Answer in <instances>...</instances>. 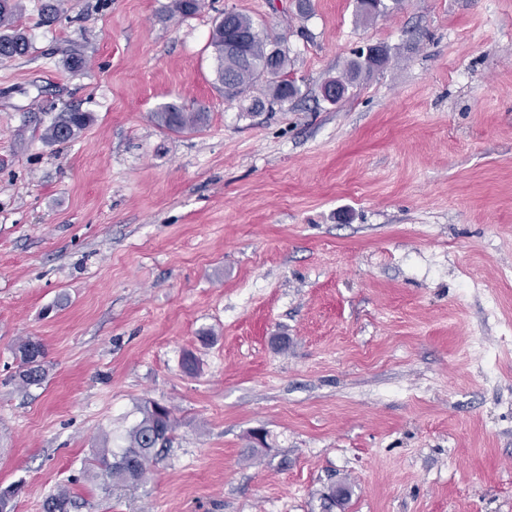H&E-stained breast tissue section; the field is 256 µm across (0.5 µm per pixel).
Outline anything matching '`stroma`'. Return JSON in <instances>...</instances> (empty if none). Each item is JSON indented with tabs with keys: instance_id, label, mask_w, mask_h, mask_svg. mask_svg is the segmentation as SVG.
<instances>
[{
	"instance_id": "stroma-1",
	"label": "stroma",
	"mask_w": 512,
	"mask_h": 512,
	"mask_svg": "<svg viewBox=\"0 0 512 512\" xmlns=\"http://www.w3.org/2000/svg\"><path fill=\"white\" fill-rule=\"evenodd\" d=\"M44 2L20 0L30 50L0 59L15 512L62 488L71 512H512V0ZM228 10L280 39L296 98L225 100ZM368 46L388 63L327 102ZM167 103L207 121L162 129ZM73 107L91 123L47 141ZM29 337L47 375L24 390ZM148 401L173 442L113 484L96 453Z\"/></svg>"
}]
</instances>
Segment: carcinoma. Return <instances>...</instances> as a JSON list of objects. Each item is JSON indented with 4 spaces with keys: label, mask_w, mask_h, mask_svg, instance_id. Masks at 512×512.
I'll use <instances>...</instances> for the list:
<instances>
[{
    "label": "carcinoma",
    "mask_w": 512,
    "mask_h": 512,
    "mask_svg": "<svg viewBox=\"0 0 512 512\" xmlns=\"http://www.w3.org/2000/svg\"><path fill=\"white\" fill-rule=\"evenodd\" d=\"M16 7V0H0V56L5 58L23 56L29 50L27 35L14 25ZM210 47L215 54L217 80L225 99L235 100L243 96L266 76L275 78L268 88V100L255 98L247 110L263 108L267 103L282 104L299 94L295 82L285 78L288 66L286 52L262 35L248 16L234 11L224 12L213 28ZM384 62L386 57L381 53L362 61L351 59L332 83L343 95L363 70ZM90 120L88 112L76 108L66 110L58 114L46 129L45 136L51 142L68 141L85 129ZM154 120L166 129L183 131L202 126L207 115L165 104L154 112ZM18 353V387L26 389L41 384L46 376L44 345L28 338L20 343ZM138 413V420L126 431L123 445L116 450L102 449L101 464L105 476L117 484L138 485L144 482L151 466L172 441L175 419L169 407L146 402L138 408ZM71 505L70 492L60 489L45 501L44 512H70Z\"/></svg>",
    "instance_id": "obj_1"
}]
</instances>
